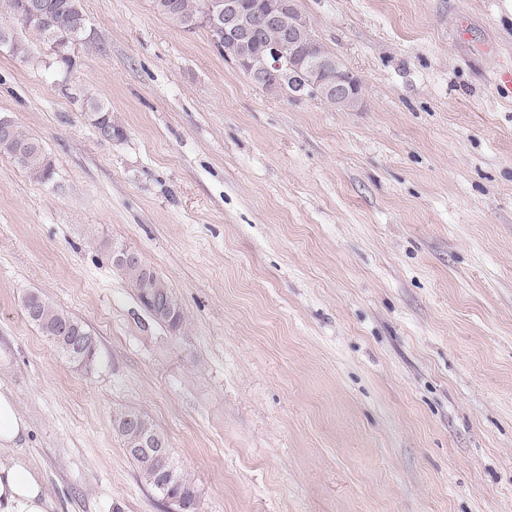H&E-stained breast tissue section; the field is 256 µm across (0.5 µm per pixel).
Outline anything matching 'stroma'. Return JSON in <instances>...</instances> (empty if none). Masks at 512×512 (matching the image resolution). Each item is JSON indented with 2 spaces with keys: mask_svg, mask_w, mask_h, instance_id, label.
Returning a JSON list of instances; mask_svg holds the SVG:
<instances>
[{
  "mask_svg": "<svg viewBox=\"0 0 512 512\" xmlns=\"http://www.w3.org/2000/svg\"><path fill=\"white\" fill-rule=\"evenodd\" d=\"M82 6L73 66L31 35L0 48V115L55 171L0 154V386L56 512H174L120 408L165 435L198 512H512V0H300L361 82L349 110L261 91L151 0ZM32 293L96 336L91 370ZM88 114L92 125L104 138L112 140V133L113 137L122 135V130L116 123L109 106L90 99ZM9 138H0V153L8 155L13 162L40 183L52 181L54 166L40 142L26 134L13 120ZM116 265L121 268L131 288H134L139 301L152 317L172 329L176 330L182 327L185 322L184 313L164 279L159 277L142 260L118 262ZM155 295L158 297L167 295L171 302V310H163L158 307L154 303ZM23 306L28 319L53 342L62 356L85 370L93 368L96 361L97 338L81 321L39 295L30 294ZM67 327L71 334L64 335V329ZM67 336H79L83 340L82 346H74L69 350L68 344L71 341H66Z\"/></svg>",
  "mask_w": 512,
  "mask_h": 512,
  "instance_id": "stroma-1",
  "label": "stroma"
}]
</instances>
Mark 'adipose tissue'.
<instances>
[{
    "label": "adipose tissue",
    "instance_id": "adipose-tissue-1",
    "mask_svg": "<svg viewBox=\"0 0 512 512\" xmlns=\"http://www.w3.org/2000/svg\"><path fill=\"white\" fill-rule=\"evenodd\" d=\"M27 423L9 392L0 390V512H54L55 505L28 462L13 448Z\"/></svg>",
    "mask_w": 512,
    "mask_h": 512
}]
</instances>
